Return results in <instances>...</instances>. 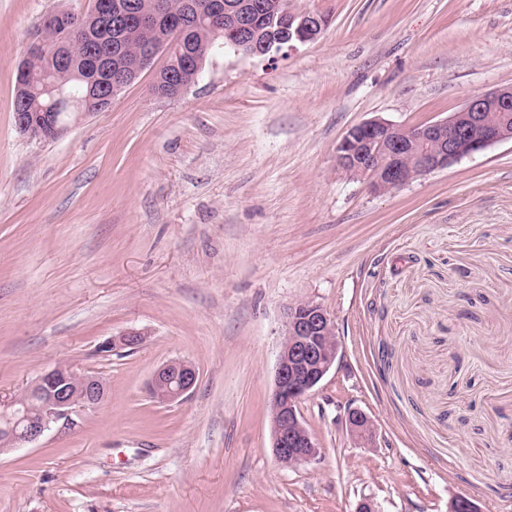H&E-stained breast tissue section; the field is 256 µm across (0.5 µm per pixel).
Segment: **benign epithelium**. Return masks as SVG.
I'll list each match as a JSON object with an SVG mask.
<instances>
[{
  "instance_id": "obj_1",
  "label": "benign epithelium",
  "mask_w": 512,
  "mask_h": 512,
  "mask_svg": "<svg viewBox=\"0 0 512 512\" xmlns=\"http://www.w3.org/2000/svg\"><path fill=\"white\" fill-rule=\"evenodd\" d=\"M215 13L224 20L225 32H220L211 17L199 15L197 22L212 29L216 36H229L227 44L238 52L257 57L311 41L327 23L324 16L314 12L295 13L286 0L279 5L274 27L261 24L265 6L251 0L242 4H226L218 0ZM103 17L112 19V30L118 41L133 28L158 32L173 22L171 11L156 0L147 4L138 0H115L113 3L101 0L89 14L54 12L51 20L61 30L58 42L48 49L42 42L34 40L30 51L49 53L62 60L70 50V34L76 23H82L83 30L87 31L98 25ZM177 52L175 43L161 38L142 52L122 55L117 61L118 77L108 79L99 111H105L115 95L133 82L158 54L163 53L170 59ZM191 57L195 65L188 68L191 76L187 79L183 78V73L176 74L165 68L155 73V86L178 80L175 92H159L157 96L177 97L197 81L202 71L201 57L194 53ZM18 92V105L23 108L30 92L23 61L18 64ZM42 93L49 97L44 111L17 113V128L40 140L56 138L67 130L75 116L63 111L65 100L57 95L53 85L44 83ZM491 112L503 115L512 112L511 84L471 97L462 108L443 120L405 128L375 118L353 126L337 145V167L353 177L368 180L370 187L378 193L390 192L474 153L511 142L512 124L504 118L490 121ZM144 340L143 332L129 331L106 340L100 350L110 353L116 346L135 348ZM338 354L334 319L322 305L301 301L288 307L270 401L273 454L284 467L306 463L320 453V446L301 415L300 403L324 380ZM196 381L197 373L192 364L171 360L154 372L149 391L161 403L175 402L183 399ZM28 391L39 398L38 404L30 406L14 400L0 407V447L4 449L34 443L59 423L73 424V413L98 408L105 401L107 383L97 374L59 365L42 373ZM345 423L358 439H367L372 434L371 419L360 410L348 411Z\"/></svg>"
}]
</instances>
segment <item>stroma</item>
Masks as SVG:
<instances>
[{"label":"stroma","instance_id":"1","mask_svg":"<svg viewBox=\"0 0 512 512\" xmlns=\"http://www.w3.org/2000/svg\"><path fill=\"white\" fill-rule=\"evenodd\" d=\"M290 5L327 17L316 40L216 50L173 99L157 55L43 141L15 125L16 65L45 14L91 0H0V402L62 364L107 383L74 427L0 453V512H512V142L383 195L336 167L356 124L512 84V0ZM299 301L340 359L300 404L321 454L286 468L269 403ZM132 329L139 348L99 352ZM174 359L196 385L155 402ZM197 381L196 369L183 360H171L162 364L153 374L149 391L161 403L182 400ZM345 423L351 434L357 439H369L372 434L371 419L361 410L348 411Z\"/></svg>","mask_w":512,"mask_h":512}]
</instances>
